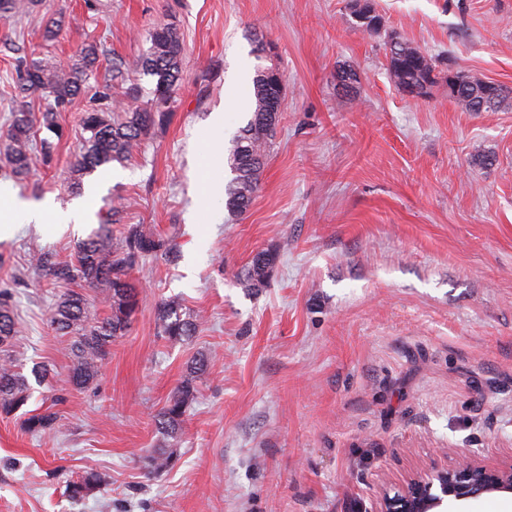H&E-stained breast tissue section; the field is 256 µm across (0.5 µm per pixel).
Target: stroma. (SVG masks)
Wrapping results in <instances>:
<instances>
[{
    "label": "stroma",
    "instance_id": "stroma-1",
    "mask_svg": "<svg viewBox=\"0 0 512 512\" xmlns=\"http://www.w3.org/2000/svg\"><path fill=\"white\" fill-rule=\"evenodd\" d=\"M42 0L0 21V145L19 95L18 57L70 59L100 42L101 70L176 28L183 74L173 111L125 166L124 180L90 175L88 223L18 224L0 239V284L22 331L24 371L49 365L27 404L0 414V512H375L383 493L433 466L512 465V98L490 112L448 98L447 69L512 91V0H375L381 34L360 28L351 0ZM62 18L56 41L46 22ZM436 62L427 97L388 75V34ZM268 44L256 55L254 38ZM285 75L281 116L246 215L206 194L226 181L227 139L251 117L256 66ZM356 73L353 90L337 80ZM81 95L58 121L66 135L51 164L35 159L20 198L75 196L68 167L80 148ZM224 113V143L209 148L207 119ZM124 223L177 236L176 253L133 275L141 301L97 380L66 382L71 337L48 313L74 282L32 270V254L73 261L111 203ZM278 260L265 288L241 273L259 250ZM179 299L201 315L196 336L172 341L157 307ZM213 360L197 382L177 439L155 416L198 353ZM64 403H57V396ZM55 407L54 429L22 422ZM167 447L170 468L145 458ZM95 468L106 484L81 500L69 481Z\"/></svg>",
    "mask_w": 512,
    "mask_h": 512
}]
</instances>
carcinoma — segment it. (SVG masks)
I'll return each mask as SVG.
<instances>
[{"instance_id":"1","label":"carcinoma","mask_w":512,"mask_h":512,"mask_svg":"<svg viewBox=\"0 0 512 512\" xmlns=\"http://www.w3.org/2000/svg\"><path fill=\"white\" fill-rule=\"evenodd\" d=\"M41 2L0 0V20L22 18L36 10ZM365 2V10L355 15V19L365 31L377 33L382 27V18L376 13L373 0ZM149 42L146 52L135 61L112 63L111 79L94 92L90 108L81 117V148L69 167L72 184L78 190L83 186V178L97 169L131 160L152 130L165 125L169 119L182 73V42L176 29L168 25L154 28ZM101 55L100 45L89 42L64 68L44 58L17 60L15 72L20 90L40 91L52 102L39 118L23 106L11 113L3 156L15 177H26L33 165V128L49 133L40 139V149L44 161L51 159V137H63L57 114L85 90L99 67ZM130 71L151 78V86L129 82ZM388 71L397 87L409 86L423 95L435 84V61L405 40L390 48ZM458 77L459 85L450 100L464 112L493 111L505 99L503 94L490 97L483 80L462 72ZM276 104H281V97L274 67L259 66L252 78L251 119L232 138L228 148L231 179L224 186V208L231 215H244L259 189L260 176L279 123L280 113L274 111ZM119 222L120 209L109 207L98 228L81 240L75 262L70 265H56L43 253L33 258V266L38 271L100 289L103 302L109 308L107 316L98 317L90 311L84 294L76 291L65 294L55 303L51 325L59 333L73 337V362L68 381L75 390L86 389L96 381L112 341L124 335L131 324L140 295L131 277L132 270L140 260L166 254L175 245L173 235H162L139 224L128 226L116 241L112 225ZM277 259L278 254L272 250L257 252L243 269L244 286L254 291L266 287ZM158 320L162 333L172 340H188L198 327V319L190 314L183 315L179 301L174 298L159 304ZM19 333V317L11 294L0 291V413L6 415L21 409L30 398L28 379L11 354L13 339ZM210 362V356L203 353L191 360L186 376L157 413V427L163 436L175 438L180 434L183 416L194 399L197 379ZM57 419L58 413L48 408L25 419L24 427L30 432L51 430ZM172 461V454L160 448L149 458L148 472L164 471ZM103 484L102 475L88 468L78 480L67 485V492L73 499H82Z\"/></svg>"}]
</instances>
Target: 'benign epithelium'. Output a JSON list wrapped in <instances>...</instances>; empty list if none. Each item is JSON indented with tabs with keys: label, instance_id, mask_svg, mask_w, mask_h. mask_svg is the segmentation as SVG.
I'll list each match as a JSON object with an SVG mask.
<instances>
[{
	"label": "benign epithelium",
	"instance_id": "benign-epithelium-1",
	"mask_svg": "<svg viewBox=\"0 0 512 512\" xmlns=\"http://www.w3.org/2000/svg\"><path fill=\"white\" fill-rule=\"evenodd\" d=\"M496 493L512 494V467L491 468L463 459L451 468L426 471L409 479L404 492L382 497L380 512H436L448 500Z\"/></svg>",
	"mask_w": 512,
	"mask_h": 512
}]
</instances>
